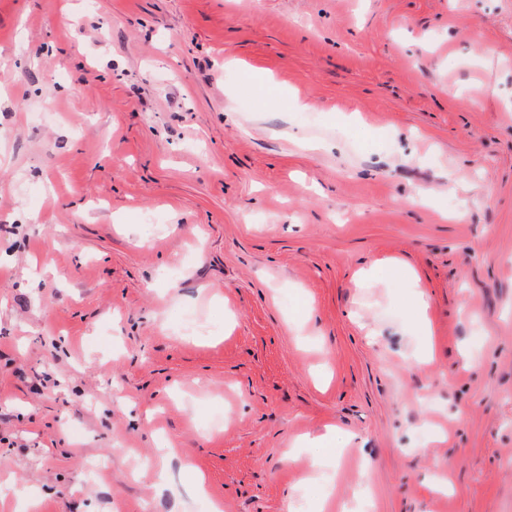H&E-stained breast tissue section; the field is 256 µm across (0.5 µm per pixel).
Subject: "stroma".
<instances>
[{
  "label": "stroma",
  "instance_id": "obj_1",
  "mask_svg": "<svg viewBox=\"0 0 512 512\" xmlns=\"http://www.w3.org/2000/svg\"><path fill=\"white\" fill-rule=\"evenodd\" d=\"M364 498L512 512V0H0V512Z\"/></svg>",
  "mask_w": 512,
  "mask_h": 512
}]
</instances>
